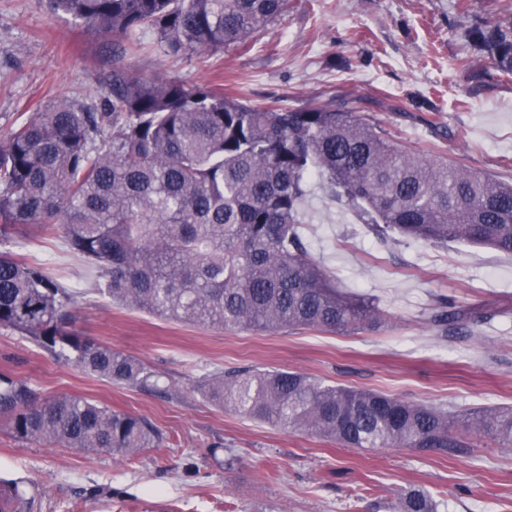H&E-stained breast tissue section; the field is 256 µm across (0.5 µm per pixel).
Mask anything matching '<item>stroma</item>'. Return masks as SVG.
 Returning a JSON list of instances; mask_svg holds the SVG:
<instances>
[{
  "instance_id": "stroma-1",
  "label": "stroma",
  "mask_w": 512,
  "mask_h": 512,
  "mask_svg": "<svg viewBox=\"0 0 512 512\" xmlns=\"http://www.w3.org/2000/svg\"><path fill=\"white\" fill-rule=\"evenodd\" d=\"M293 0L249 50L208 59L152 51L140 74L217 82L233 97L300 109L357 99L390 136L468 170L512 183V74L466 29L492 18L512 30V0ZM120 40L75 25L50 0H0V133L55 100L101 101ZM302 233L338 286L374 297L389 326L343 335L184 324L113 304L94 289L60 228L19 239L16 255L75 289L82 335L143 360L167 389L112 384L0 328V374L39 393H69L148 419L161 447L133 457L89 455L14 438L0 428V480L27 486L32 512H383L412 486L439 512H512V450L489 436L450 456L410 448H344L273 428L194 392L197 378L278 368L330 385L377 390L462 412L512 406V257L451 243L380 241L313 188ZM491 311L484 323L439 333L440 301Z\"/></svg>"
}]
</instances>
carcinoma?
Returning <instances> with one entry per match:
<instances>
[{"mask_svg": "<svg viewBox=\"0 0 512 512\" xmlns=\"http://www.w3.org/2000/svg\"><path fill=\"white\" fill-rule=\"evenodd\" d=\"M54 9L134 45L152 32L166 55L237 51L288 15L289 0H51ZM470 40L512 71V32L486 22ZM101 102L60 100L0 135V244L61 226L69 249L112 302L170 320L231 329H319L344 335L386 325L378 301L336 286L311 256L300 212L312 179L381 238L450 242L512 256V184L394 141L356 108L300 110L244 103L218 87L146 78L114 62ZM74 297L45 268L0 250V328L91 375L152 391L144 361L82 335ZM488 319L435 309L434 329ZM193 388L215 405L347 448L453 455L466 443L448 412L426 402L329 385L299 372L236 369ZM0 423L15 438L84 453L158 448L148 420L81 396H42L0 376ZM464 430L512 447V406L463 416ZM30 512L26 487L7 483ZM387 512H438L412 487Z\"/></svg>", "mask_w": 512, "mask_h": 512, "instance_id": "1", "label": "carcinoma"}]
</instances>
